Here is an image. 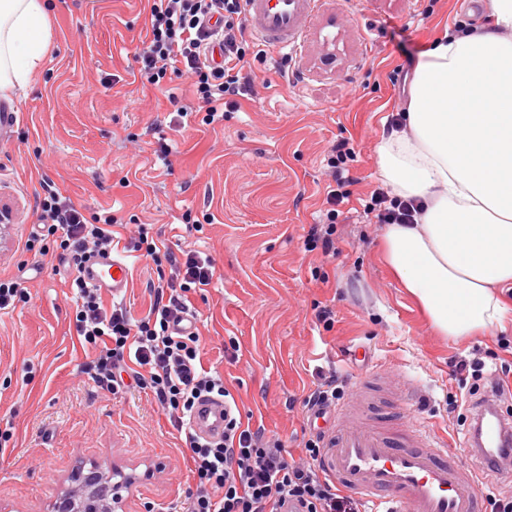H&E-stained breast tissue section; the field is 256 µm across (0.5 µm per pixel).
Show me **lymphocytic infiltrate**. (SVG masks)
<instances>
[{"label":"lymphocytic infiltrate","instance_id":"f902f5d3","mask_svg":"<svg viewBox=\"0 0 512 512\" xmlns=\"http://www.w3.org/2000/svg\"><path fill=\"white\" fill-rule=\"evenodd\" d=\"M246 7L247 0H149L141 75L154 86L173 75L187 77L196 100L194 107L178 108L173 130H181L191 113L206 125L222 122L225 105L244 95L248 81L243 70L254 48ZM38 207L41 225L27 240V249L54 238L76 271L89 255L109 252L111 213L89 223L81 209L52 189L45 190ZM367 208L382 224H411L418 213L415 200L380 190L373 192ZM182 256L180 284L158 288L153 307L139 320L126 308L105 307L97 289L76 281L75 327L98 350L87 372L99 387L115 394L125 377H132L136 386L152 393L176 429H183L200 396H220L229 405L223 442L185 437L196 484L183 512H360L358 502L338 494L323 474L321 436H309L302 461H288L280 441L243 425L223 377L202 368L199 334L174 333L187 311V292L210 285L214 275L211 258L191 250Z\"/></svg>","mask_w":512,"mask_h":512}]
</instances>
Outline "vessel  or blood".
I'll return each instance as SVG.
<instances>
[{"label":"vessel or blood","instance_id":"vessel-or-blood-1","mask_svg":"<svg viewBox=\"0 0 512 512\" xmlns=\"http://www.w3.org/2000/svg\"><path fill=\"white\" fill-rule=\"evenodd\" d=\"M317 0H248L247 25L263 43L294 49ZM130 267L119 252L97 259L82 277L86 285L120 295ZM380 375L361 374L356 394L372 403L381 394ZM354 411L340 406L329 420L322 467L339 488L371 503L372 512H478L474 478L465 466L450 462L448 450L424 427L398 430L381 424L352 426ZM188 427L198 437L224 436V402L201 399Z\"/></svg>","mask_w":512,"mask_h":512}]
</instances>
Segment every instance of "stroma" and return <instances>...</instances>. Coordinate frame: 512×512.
I'll return each instance as SVG.
<instances>
[{
	"label": "stroma",
	"mask_w": 512,
	"mask_h": 512,
	"mask_svg": "<svg viewBox=\"0 0 512 512\" xmlns=\"http://www.w3.org/2000/svg\"><path fill=\"white\" fill-rule=\"evenodd\" d=\"M483 12L482 0H319L297 54L269 47L251 60L252 91L223 123L188 117L176 133L171 115L193 97L188 78L155 87L140 77L145 0H52L38 74L0 94V111L18 115L0 139V206L12 210L0 230V277L20 279L30 296L0 311V431L10 435L0 446V512H54L72 474L94 466L133 476L118 512H179L195 486L185 437L152 394L114 395L83 371L95 351L76 332L69 261L25 248L48 187L86 217L117 219L113 243L128 252L130 279L121 297L102 291L105 306L142 318L154 287L174 275L130 251L139 225L161 250L185 244L215 259L212 283L187 294L201 364L223 376L243 423L278 437L288 458L303 455L304 399L324 375L336 373L349 395L359 372L379 368L416 383L413 395L384 396L382 406L400 422L426 423L449 457L478 471L482 512L512 493L505 478L482 477L484 461L461 445L469 394L452 368L459 358L484 362L485 378L506 384L500 411H512V327L437 335L382 260L383 225L364 212L383 186L377 146L406 109L413 60ZM342 139L357 158L326 257L308 235L328 207L326 159ZM323 309L331 324L318 320Z\"/></svg>",
	"instance_id": "stroma-1"
}]
</instances>
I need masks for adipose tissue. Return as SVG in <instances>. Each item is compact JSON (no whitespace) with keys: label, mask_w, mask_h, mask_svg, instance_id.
<instances>
[{"label":"adipose tissue","mask_w":512,"mask_h":512,"mask_svg":"<svg viewBox=\"0 0 512 512\" xmlns=\"http://www.w3.org/2000/svg\"><path fill=\"white\" fill-rule=\"evenodd\" d=\"M484 8L481 29L421 54L405 130L379 147L381 180L424 203L387 225L384 260L448 337L504 328L512 287V0ZM51 39L46 0H0V92L29 83Z\"/></svg>","instance_id":"obj_1"}]
</instances>
